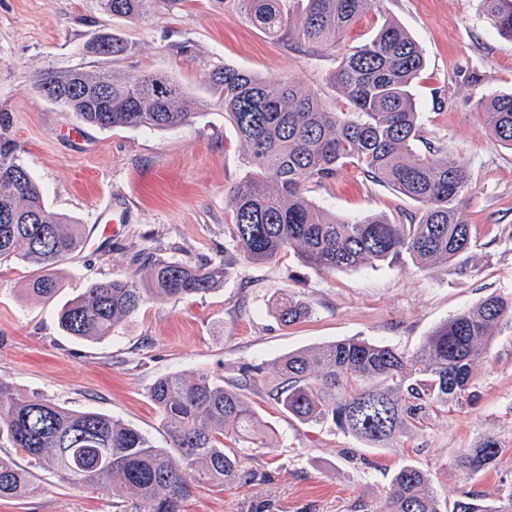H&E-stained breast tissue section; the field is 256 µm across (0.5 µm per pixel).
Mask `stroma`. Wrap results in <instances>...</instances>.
<instances>
[{"mask_svg": "<svg viewBox=\"0 0 512 512\" xmlns=\"http://www.w3.org/2000/svg\"><path fill=\"white\" fill-rule=\"evenodd\" d=\"M387 17L415 37L425 57L413 85L417 150L439 147L466 160L472 173L462 206L472 247L459 264L422 272L400 262L324 273L291 253L264 264L241 259L204 294L146 304L112 337L75 341L60 331L58 308L95 281L134 273L130 258L139 249L192 261L224 254L228 197L247 172L248 149L206 80L212 66L290 81L342 112L346 105L331 83L338 56L269 36L234 0H182L179 9L140 21L103 14L99 0H0V111L11 117L7 135L47 207L89 226L113 206L126 210L117 237L90 240L62 266L53 301L25 292L31 267L0 264V381L70 409L93 407L163 443L167 435L148 398L159 376L202 369L228 378L244 365L269 367L284 353L350 338L412 351L461 309L491 294L512 295V148L492 139L477 110L479 98L512 91V38L490 24L481 0H383L381 12L363 16L345 44L368 42ZM103 32L128 41L124 57L112 61L88 51ZM180 44L188 45L186 55L177 54ZM48 67L166 73L198 106L175 129H99L35 90L34 74ZM307 195L339 218L383 213L406 223L418 213L416 203L350 165L333 182L309 185ZM461 265L466 274L458 273ZM288 294L304 300L311 315L284 327L270 305ZM254 402L271 428L269 448L257 450L252 462L255 479L202 486L184 512H383V492L406 463L430 473L450 504L470 486L490 501L512 486V320L500 324L487 358L476 363L468 400L434 415L395 452L291 420L265 396ZM485 435L506 453L467 483L457 451ZM137 510L133 497L111 486H74L51 476L39 495L0 501V512Z\"/></svg>", "mask_w": 512, "mask_h": 512, "instance_id": "obj_1", "label": "stroma"}]
</instances>
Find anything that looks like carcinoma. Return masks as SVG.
<instances>
[{
    "mask_svg": "<svg viewBox=\"0 0 512 512\" xmlns=\"http://www.w3.org/2000/svg\"><path fill=\"white\" fill-rule=\"evenodd\" d=\"M182 0H100L110 16L140 19L155 6L168 11ZM499 33L512 37V0H482ZM255 27L297 45L336 50L347 30L379 7L380 0H307L295 17L284 0H238ZM111 60L128 44L101 33L89 44ZM424 66L413 36L386 21L367 43L342 54L332 74L347 111L328 110L315 93L288 81L269 82L228 65H216L209 82L219 91L224 118L248 147V171L234 187L230 242L215 262L172 260L149 249L131 262L135 276L96 281L57 312L62 332L77 340H98L142 305L196 296L223 282L235 256L265 263L292 252L323 272L394 263L404 254L426 271L446 265L471 246V225L461 205L472 183L467 162L438 150L418 151L419 112L411 87ZM79 86L58 101L92 126L104 130H168L185 124L196 99L172 76L142 72L119 77L110 71L47 68L34 84ZM112 96L101 107L97 94ZM493 139L512 148V92L478 102ZM10 116L0 112V263L21 261L33 268L27 291L49 300L59 292L57 270L80 251L85 226L50 211L12 141L1 134ZM417 203L418 220L398 224L376 214L361 220L337 218L307 196L310 183L336 178L347 164ZM284 325L310 315L288 295L271 306ZM512 319V296L491 294L449 318L412 354L393 346L345 339L289 352L273 364L242 366L232 380L198 370L158 377L149 397L167 431L161 447L137 428L91 409L74 410L38 394H24L0 382V434L24 454L20 466L0 455V499L28 497L44 490L38 474L72 485L112 483L140 502L141 512H182L200 485L250 482L255 472L245 448H267L266 422L250 395L268 400L303 424L327 425L369 448L396 451L401 439L425 427L435 414L462 403L472 386L476 362L484 358L496 328ZM505 448L493 436L463 448L458 462L468 479L495 466ZM387 512H444L430 474L412 464L395 470L385 492ZM451 512H512V488L492 503L469 489Z\"/></svg>",
    "mask_w": 512,
    "mask_h": 512,
    "instance_id": "1",
    "label": "carcinoma"
}]
</instances>
